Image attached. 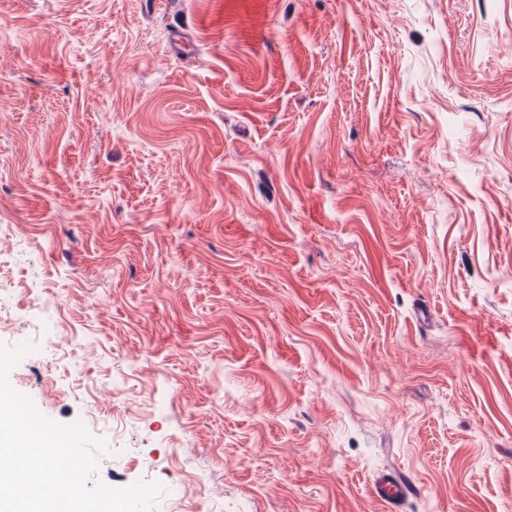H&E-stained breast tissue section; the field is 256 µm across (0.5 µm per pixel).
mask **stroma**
<instances>
[{"mask_svg":"<svg viewBox=\"0 0 512 512\" xmlns=\"http://www.w3.org/2000/svg\"><path fill=\"white\" fill-rule=\"evenodd\" d=\"M0 0V342L154 512H512V0ZM419 493L420 488L412 480L391 470L378 473L371 484V494L385 512H401L404 502Z\"/></svg>","mask_w":512,"mask_h":512,"instance_id":"stroma-1","label":"stroma"}]
</instances>
